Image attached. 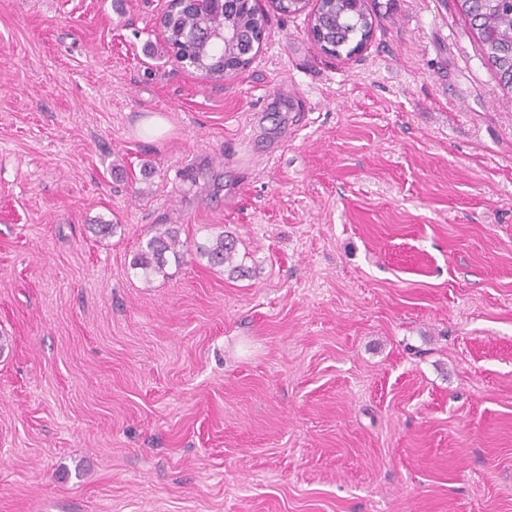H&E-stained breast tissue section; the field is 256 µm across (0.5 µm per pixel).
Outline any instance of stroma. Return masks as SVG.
Masks as SVG:
<instances>
[{"mask_svg":"<svg viewBox=\"0 0 512 512\" xmlns=\"http://www.w3.org/2000/svg\"><path fill=\"white\" fill-rule=\"evenodd\" d=\"M260 4L213 82L168 0H0V512H512V91L458 0ZM319 11L312 21L326 45H334L336 39L347 45L357 44L372 26L365 3L357 6L353 0H323ZM188 251L187 243L180 240L179 231L173 227L157 231L147 239L145 246L135 254L131 267L140 270L142 276L150 280L154 276H166L169 257L178 265L183 262ZM237 239L231 235L218 234L215 239L207 244H198L196 253L201 258H206L211 268L224 269L230 267L232 273L243 276L245 271L242 264H236Z\"/></svg>","mask_w":512,"mask_h":512,"instance_id":"1","label":"stroma"}]
</instances>
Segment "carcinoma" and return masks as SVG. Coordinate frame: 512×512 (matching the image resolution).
Returning a JSON list of instances; mask_svg holds the SVG:
<instances>
[{
    "label": "carcinoma",
    "instance_id": "cac0c4a2",
    "mask_svg": "<svg viewBox=\"0 0 512 512\" xmlns=\"http://www.w3.org/2000/svg\"><path fill=\"white\" fill-rule=\"evenodd\" d=\"M462 12L477 31L484 53L500 83L512 89V0H459ZM370 14L365 5L354 0H323L319 14L313 18L315 29L325 44L336 42L358 43L365 38ZM258 18L245 5L228 12L211 11L203 15L190 7L169 10L161 25L168 49L186 59V64L205 73L216 81L224 79V58H229L241 69L248 66L242 41L256 37ZM234 32V38L224 40V28ZM188 251L187 243L180 240L179 231L173 227L157 230L147 239L145 246L135 254L131 267L149 280L166 276L169 260L180 264ZM199 257L210 267L229 268L244 275L243 266L236 263L237 239L218 234L212 241L196 246Z\"/></svg>",
    "mask_w": 512,
    "mask_h": 512
}]
</instances>
